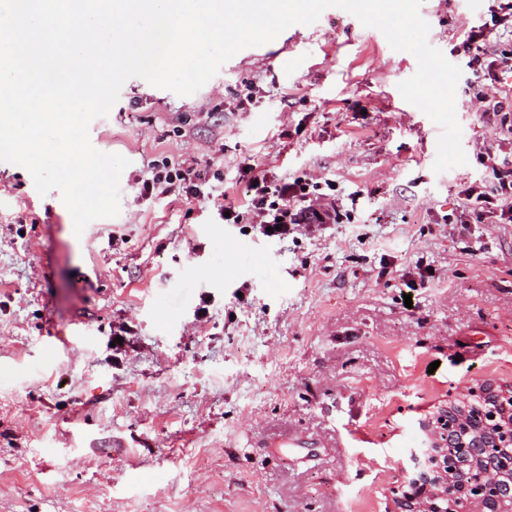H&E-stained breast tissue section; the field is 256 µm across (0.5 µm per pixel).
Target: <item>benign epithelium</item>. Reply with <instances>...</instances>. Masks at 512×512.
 I'll use <instances>...</instances> for the list:
<instances>
[{
    "mask_svg": "<svg viewBox=\"0 0 512 512\" xmlns=\"http://www.w3.org/2000/svg\"><path fill=\"white\" fill-rule=\"evenodd\" d=\"M512 390L478 383L432 415L412 469L391 489L396 512H512Z\"/></svg>",
    "mask_w": 512,
    "mask_h": 512,
    "instance_id": "1",
    "label": "benign epithelium"
}]
</instances>
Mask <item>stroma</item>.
<instances>
[{
  "instance_id": "35a3bbf8",
  "label": "stroma",
  "mask_w": 512,
  "mask_h": 512,
  "mask_svg": "<svg viewBox=\"0 0 512 512\" xmlns=\"http://www.w3.org/2000/svg\"><path fill=\"white\" fill-rule=\"evenodd\" d=\"M507 2L421 5L462 71L468 163L440 174V129L397 88L415 57L338 7L192 95L127 80L90 125L129 161L120 212L82 235L0 162V512H393L429 415L512 384V223L460 221L492 187L480 151L512 154V106L475 97L460 34ZM165 158L238 197L249 163L332 181L344 220L278 241L142 200Z\"/></svg>"
}]
</instances>
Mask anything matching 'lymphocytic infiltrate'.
Segmentation results:
<instances>
[{
	"mask_svg": "<svg viewBox=\"0 0 512 512\" xmlns=\"http://www.w3.org/2000/svg\"><path fill=\"white\" fill-rule=\"evenodd\" d=\"M461 46L471 56L477 77L498 82L500 76L512 73V40L491 41L484 29H469ZM250 175L249 192L244 197L231 196L223 186L213 184L206 173L194 165L163 160L153 165L149 177L143 178L140 196L155 200L171 194L186 204L212 203L218 214L228 215L232 223L250 217L260 233H272L284 240L300 228L312 224H339L343 215L334 197L312 193L307 184L274 181L267 171L246 165ZM495 197L470 188L465 192L464 212L477 224L512 223V160L490 166Z\"/></svg>",
	"mask_w": 512,
	"mask_h": 512,
	"instance_id": "lymphocytic-infiltrate-1",
	"label": "lymphocytic infiltrate"
}]
</instances>
